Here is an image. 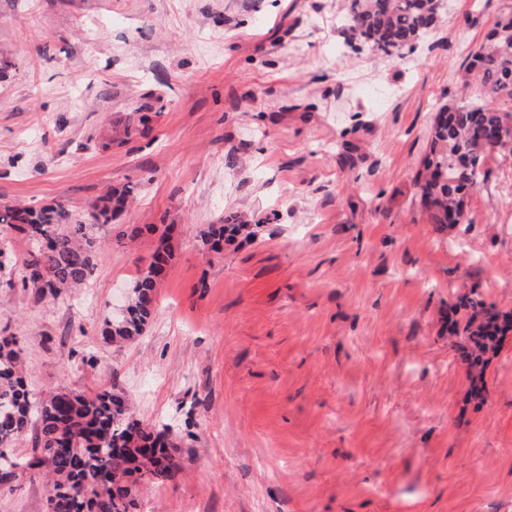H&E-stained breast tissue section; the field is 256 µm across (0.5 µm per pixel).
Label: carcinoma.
Listing matches in <instances>:
<instances>
[{
  "label": "carcinoma",
  "mask_w": 512,
  "mask_h": 512,
  "mask_svg": "<svg viewBox=\"0 0 512 512\" xmlns=\"http://www.w3.org/2000/svg\"><path fill=\"white\" fill-rule=\"evenodd\" d=\"M346 29L386 58L416 42L435 25L440 0H345ZM467 85L476 99L444 107L435 117L429 153L416 176L419 202L430 223L443 230L462 222L468 198L479 186L488 155L512 151V18L498 22L474 55ZM126 192L100 198L91 224H67L59 205L6 206L0 224L29 244L21 286L58 296L84 284L103 254L96 227L112 221ZM249 224H213L204 244L216 253L224 240L248 231ZM170 253L163 246L129 291L123 316L106 323L114 342L143 335L154 312V293ZM453 325L474 345L489 342L490 320L498 311L475 294L465 295ZM36 429L30 456L12 452L13 443ZM165 432L128 417L123 399L108 391L94 396L64 391L36 401L22 372L21 350L12 335H0V469L36 474L44 467L53 479L51 495L61 512H130L128 483L142 478L173 481Z\"/></svg>",
  "instance_id": "obj_1"
}]
</instances>
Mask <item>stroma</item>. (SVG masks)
<instances>
[{"mask_svg": "<svg viewBox=\"0 0 512 512\" xmlns=\"http://www.w3.org/2000/svg\"><path fill=\"white\" fill-rule=\"evenodd\" d=\"M511 14L443 0L386 60L341 0H0V207L86 223L127 192L91 279L56 299L22 288L28 246L0 226V333L38 399L108 390L167 430L179 477L131 485L133 512H512V332L476 396L448 328L471 292L512 314V154L450 230L414 185ZM219 222L258 232L214 253ZM162 228L146 331L105 342ZM48 495L19 474L0 512Z\"/></svg>", "mask_w": 512, "mask_h": 512, "instance_id": "obj_1", "label": "stroma"}]
</instances>
